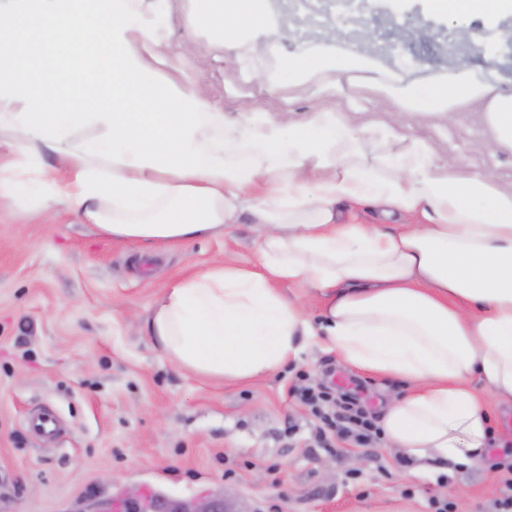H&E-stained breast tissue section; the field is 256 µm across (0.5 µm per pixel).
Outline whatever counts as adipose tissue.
<instances>
[{
  "label": "adipose tissue",
  "instance_id": "obj_1",
  "mask_svg": "<svg viewBox=\"0 0 512 512\" xmlns=\"http://www.w3.org/2000/svg\"><path fill=\"white\" fill-rule=\"evenodd\" d=\"M191 2L190 27L220 43L276 23L266 0ZM419 2L452 26L512 16V0ZM170 55L148 0H0V210L29 195L42 219L158 243L248 220L257 264L227 259L166 288L145 321L155 347L192 374L248 381L322 342L409 384L380 426L410 476L479 464L490 430L474 383L512 401V183L436 162L401 119L474 108L488 146L511 152L512 89L465 63L436 77L426 105L405 74L341 40L281 60L288 79L328 68L395 110L358 134L322 109L227 120L196 78L152 79ZM341 202L400 221L342 224ZM284 281L325 296L318 320Z\"/></svg>",
  "mask_w": 512,
  "mask_h": 512
}]
</instances>
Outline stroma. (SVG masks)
<instances>
[{
    "label": "stroma",
    "instance_id": "1",
    "mask_svg": "<svg viewBox=\"0 0 512 512\" xmlns=\"http://www.w3.org/2000/svg\"><path fill=\"white\" fill-rule=\"evenodd\" d=\"M292 0H267L277 24L239 45L189 32L190 0H163L173 49L163 76L202 78L228 115L340 109L353 127L393 120L382 100L323 90L329 74L304 83L281 78L279 61L335 36L356 44L383 70L408 72L419 95L456 65L452 28L412 6L392 17L385 0L355 31L293 13ZM408 121L439 159L512 182V152L483 147L476 111ZM232 258L256 262L254 233L237 224L190 242L146 243L101 235L65 214L44 223L24 210L0 215V512H84L113 500L152 512L230 497L236 512H499L501 475L512 465V403L476 391L490 418L489 452L476 467L449 465L434 479L409 477L384 436L369 447L338 432L316 437L318 419L296 394L310 386L347 397L379 424L406 391L398 379L367 373L335 352L309 346L298 360L251 382L204 379L165 357L144 331L154 300L172 282ZM56 415L60 432L37 436L30 414Z\"/></svg>",
    "mask_w": 512,
    "mask_h": 512
}]
</instances>
